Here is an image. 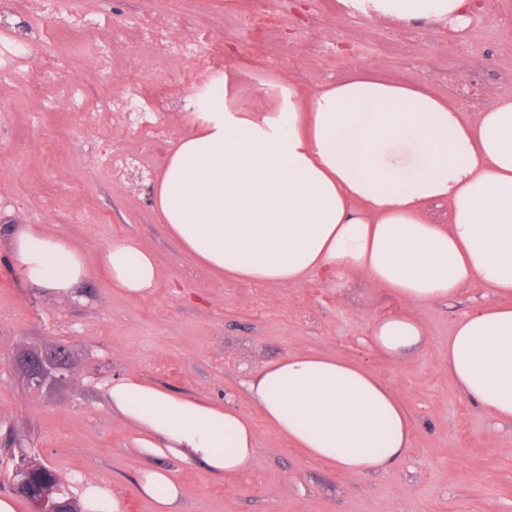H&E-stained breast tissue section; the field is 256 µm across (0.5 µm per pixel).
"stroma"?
<instances>
[{
  "label": "stroma",
  "mask_w": 512,
  "mask_h": 512,
  "mask_svg": "<svg viewBox=\"0 0 512 512\" xmlns=\"http://www.w3.org/2000/svg\"><path fill=\"white\" fill-rule=\"evenodd\" d=\"M338 0H76L79 10L120 22L180 11L196 30L224 38L239 53L247 79L245 105L264 99L280 56L298 51L287 78L300 90L336 81L360 65L392 79L422 83L460 104L485 111L512 93V0H494L463 39L447 29L382 21L364 25L337 10ZM277 12L265 39L246 36L254 10ZM142 77L169 94L166 139H121L127 119L112 114L78 125L61 92L45 86L31 97L25 83L0 86V208L21 224H38L96 258L112 241L136 237L156 257L152 296L132 299L104 278L90 276L78 301L42 294L9 270L8 240L0 235V444L13 438L62 479L106 480L125 512H154L135 492L140 471L160 464L182 487L181 512H512V426L491 427L462 398L448 374V335L457 313L492 303L489 289H467L448 305L426 308V341L405 361L379 354L365 340L378 319L404 312L383 289L353 279L295 288L229 280L183 254L154 210L150 183L170 142L185 135L190 115L176 68L146 63ZM72 84L89 98L122 92L121 72L100 78L88 58L72 67ZM137 158L143 177L113 183L101 164L107 152ZM68 348L75 378L31 394L17 370L31 350ZM304 350L357 363L393 390L414 424L413 447L379 478L340 474L309 458L257 421L258 453L244 475L224 479L172 458L141 456L130 429L113 414L105 387L136 376L179 393L231 400L248 407L245 375Z\"/></svg>",
  "instance_id": "obj_1"
}]
</instances>
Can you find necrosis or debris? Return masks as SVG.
<instances>
[{
	"label": "necrosis or debris",
	"mask_w": 512,
	"mask_h": 512,
	"mask_svg": "<svg viewBox=\"0 0 512 512\" xmlns=\"http://www.w3.org/2000/svg\"><path fill=\"white\" fill-rule=\"evenodd\" d=\"M30 8L36 14L54 20L53 28L46 32L51 53L41 70V79L46 83L63 85L67 82L69 55L54 50L61 39L87 29L106 31L105 42L93 48L92 57L105 74L111 73L118 63H125L127 79L124 92L104 99L98 115L102 118L114 112L127 115L130 123L126 133L137 138H161L162 117L168 110L169 101L148 94L142 88L138 81L142 64L135 61V54L169 57L179 63L181 75L187 78L201 70L219 69L224 55L221 39L199 31L185 35L182 21L174 15L155 18L147 25L131 21L109 27L100 17L79 14L73 9L71 0H32Z\"/></svg>",
	"instance_id": "necrosis-or-debris-1"
}]
</instances>
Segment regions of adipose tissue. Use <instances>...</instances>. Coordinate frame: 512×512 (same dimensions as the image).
<instances>
[{
    "instance_id": "obj_1",
    "label": "adipose tissue",
    "mask_w": 512,
    "mask_h": 512,
    "mask_svg": "<svg viewBox=\"0 0 512 512\" xmlns=\"http://www.w3.org/2000/svg\"><path fill=\"white\" fill-rule=\"evenodd\" d=\"M346 14L466 30L475 0H340ZM240 73L224 68L206 111L168 151L153 186L159 218L181 249L225 278L294 288L322 273L388 289L411 313L376 320L370 343L401 360L424 342L419 309L479 284L495 303L458 313L448 371L462 396L512 424V96L475 119L413 82L354 67L311 91L277 81L267 104L241 107ZM447 202L449 223L424 214ZM25 285L77 298L91 274L128 297L153 294V255L132 237L95 260L28 224L0 228ZM248 401L288 442L341 473L380 477L411 446V419L360 366L295 351L250 372ZM114 414L147 457L202 466L215 478L247 472L258 452L250 414L235 402L178 394L138 378L113 380ZM137 492L177 512L173 471L143 470ZM84 512H124L108 481L77 480Z\"/></svg>"
}]
</instances>
